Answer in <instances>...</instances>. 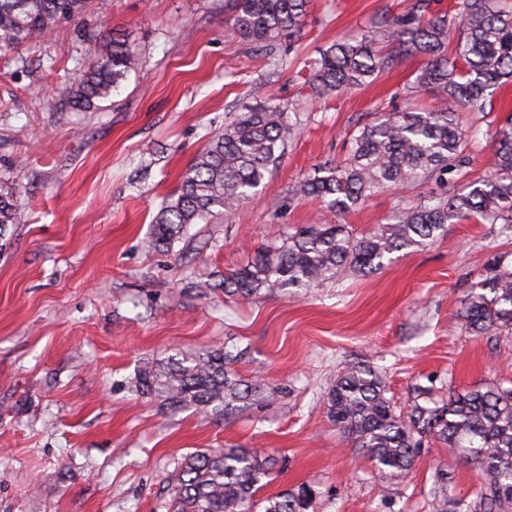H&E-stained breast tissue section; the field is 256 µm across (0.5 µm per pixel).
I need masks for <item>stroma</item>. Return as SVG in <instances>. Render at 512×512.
Listing matches in <instances>:
<instances>
[{"mask_svg":"<svg viewBox=\"0 0 512 512\" xmlns=\"http://www.w3.org/2000/svg\"><path fill=\"white\" fill-rule=\"evenodd\" d=\"M411 2L310 0L304 35L277 70L233 34L226 0H92L51 39L0 51V176L15 178L30 215L0 249V512H167L183 457L229 445L275 459L264 495L310 486L308 512H433L440 468L452 475L449 502H476L477 468L442 441L423 437L409 474L380 475L324 400L357 364L380 373L404 417L452 390L512 386V330L478 334L462 315L488 260L512 252V233L464 220L325 288H275L249 303L224 294L225 275L303 225L358 235L431 193L427 182L386 188L339 214L288 195L318 164L346 157L356 124L404 107L424 66L402 58L323 101L299 75L304 62ZM100 28L125 35L141 65L112 98L76 111L53 89L88 66ZM257 83L293 103L302 128L254 197L147 250L163 196ZM466 119L475 181L494 144L482 113ZM227 342L245 350L237 375L278 388L277 398L217 421L132 391L144 361Z\"/></svg>","mask_w":512,"mask_h":512,"instance_id":"1","label":"stroma"}]
</instances>
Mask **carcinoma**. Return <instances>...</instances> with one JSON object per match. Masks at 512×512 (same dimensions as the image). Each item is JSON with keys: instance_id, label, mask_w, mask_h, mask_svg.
Wrapping results in <instances>:
<instances>
[{"instance_id": "obj_1", "label": "carcinoma", "mask_w": 512, "mask_h": 512, "mask_svg": "<svg viewBox=\"0 0 512 512\" xmlns=\"http://www.w3.org/2000/svg\"><path fill=\"white\" fill-rule=\"evenodd\" d=\"M433 0H415L410 10L383 12L366 30L344 36L305 63L308 84L319 98L341 96L373 82L407 56L426 58L410 93L435 92L476 112L492 107L489 90L512 80V0H456L454 12H434ZM89 0H0V49H14L53 34L81 18ZM308 0H227L233 31L271 56L299 39ZM95 62L78 85L63 80L56 95L78 110L89 109L118 91L137 71L140 58L126 41L101 31L94 39ZM255 104L235 113L210 137L182 174L177 190L153 218L148 246L168 248L187 228L248 200L284 154L300 126L288 107L254 95ZM490 175L466 192L448 186V175L466 164L467 133L457 113L420 112L408 105L380 112L358 130L341 163H324L292 187V196H311L331 211H346L388 187L435 181L439 195L398 209L389 224L359 236L342 224H324L288 235L260 251L248 267L224 278V295L249 299L264 289L299 294L336 282L344 268L371 273L391 255L425 248L448 225L476 218L512 229V114L495 127ZM19 183L0 179V240L26 221ZM466 324L477 334L512 328V253L500 255L473 283ZM235 356L222 348L179 351L143 363L132 381L139 395H154L173 411L193 407L215 419L248 405L256 388L231 368ZM329 420L375 464L382 475L407 473L425 434H433L470 460L481 474L475 512H501L512 502V386L488 384L451 391L441 406L415 405L408 419L396 415L381 375L355 365L325 399ZM270 461L247 448L198 451L184 458L175 477L171 512H307L308 486L256 499L269 476ZM448 474L434 476L435 512H448Z\"/></svg>"}]
</instances>
